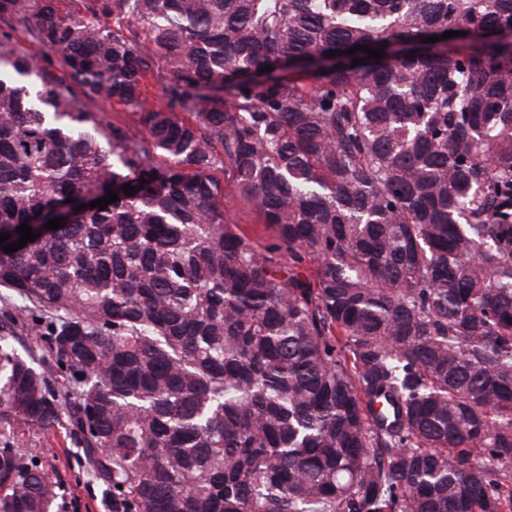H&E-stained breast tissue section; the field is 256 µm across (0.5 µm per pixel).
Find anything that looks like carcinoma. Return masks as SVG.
I'll return each instance as SVG.
<instances>
[{
    "instance_id": "1",
    "label": "carcinoma",
    "mask_w": 512,
    "mask_h": 512,
    "mask_svg": "<svg viewBox=\"0 0 512 512\" xmlns=\"http://www.w3.org/2000/svg\"><path fill=\"white\" fill-rule=\"evenodd\" d=\"M60 2L0 0V233L63 224L0 244V512L59 426L110 512H512V0ZM224 212L228 213L232 224H236L262 249L273 241L272 228L260 224L258 211L254 204L224 188Z\"/></svg>"
}]
</instances>
